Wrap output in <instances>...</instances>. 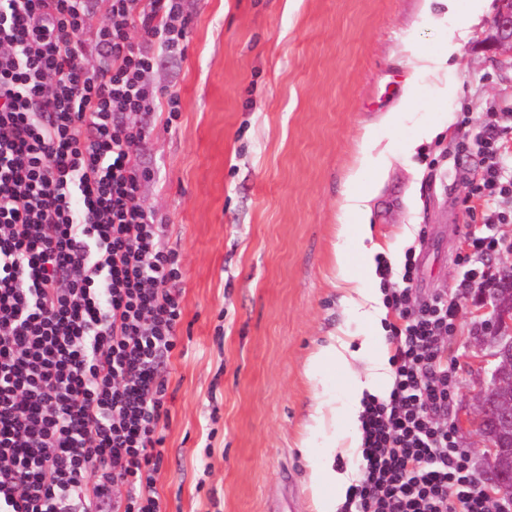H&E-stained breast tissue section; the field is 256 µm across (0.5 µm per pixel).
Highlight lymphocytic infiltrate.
<instances>
[{"instance_id": "f902f5d3", "label": "lymphocytic infiltrate", "mask_w": 512, "mask_h": 512, "mask_svg": "<svg viewBox=\"0 0 512 512\" xmlns=\"http://www.w3.org/2000/svg\"><path fill=\"white\" fill-rule=\"evenodd\" d=\"M187 25L182 0H0V512H164L161 366L178 346L182 255L138 196L149 131L136 117L178 121L179 95L150 76L161 54L184 51ZM478 150L466 265L497 251L483 229L512 191L505 137L487 134ZM376 262L382 281L402 282L383 298L393 384L363 399L347 505L512 512L448 421L457 296L418 295L413 252L399 273Z\"/></svg>"}]
</instances>
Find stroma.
Here are the masks:
<instances>
[{
    "mask_svg": "<svg viewBox=\"0 0 512 512\" xmlns=\"http://www.w3.org/2000/svg\"><path fill=\"white\" fill-rule=\"evenodd\" d=\"M184 53L162 55L151 81L177 91L181 115L151 130L141 200L167 220L183 255L180 345L163 367L170 419L157 491L167 512H315L307 436L315 386L306 364L328 336L362 341L371 322L346 311L334 277L342 182L366 126L405 92L413 50L446 33V0H183ZM494 12L456 37L457 95L431 140L398 142L370 202L384 256L416 252L419 294L458 293L450 338L456 417L489 379L474 362L483 278L512 266V196L492 232L504 246L459 265L461 200L479 136L512 126V50L487 41ZM443 72L418 76L402 132L437 105Z\"/></svg>",
    "mask_w": 512,
    "mask_h": 512,
    "instance_id": "stroma-1",
    "label": "stroma"
}]
</instances>
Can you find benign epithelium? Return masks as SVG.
<instances>
[{"mask_svg":"<svg viewBox=\"0 0 512 512\" xmlns=\"http://www.w3.org/2000/svg\"><path fill=\"white\" fill-rule=\"evenodd\" d=\"M492 30L493 44L512 49V0H501V8L494 18ZM479 292L483 293V298L492 299V305L487 307L492 315L484 321L482 340L496 349L495 366L489 385L478 391L473 410L457 419L455 429L475 439L474 451L489 465L495 484L500 485L503 480L499 474L500 467L495 462L500 442L490 432L489 424L498 422L505 427L512 426V409L497 407L494 403V395L501 391L500 379L503 373L512 369V313L493 299L494 293L491 289L481 288Z\"/></svg>","mask_w":512,"mask_h":512,"instance_id":"benign-epithelium-1","label":"benign epithelium"}]
</instances>
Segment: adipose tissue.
Returning <instances> with one entry per match:
<instances>
[{
	"mask_svg": "<svg viewBox=\"0 0 512 512\" xmlns=\"http://www.w3.org/2000/svg\"><path fill=\"white\" fill-rule=\"evenodd\" d=\"M380 127L369 126L364 130L363 141L366 146H380L376 160L361 156L358 165L346 177L343 184V204L340 208V240L336 248V277L342 284L341 301L351 310L366 309L368 316L381 320L384 315L382 294L373 288L375 277L376 246L371 245L372 230L368 224V201L375 187L376 177L371 171L372 163L386 165L392 147H381ZM359 254V265H352V254ZM370 348L369 340H362L358 349H351L347 340L339 336L329 337L325 344L317 346L308 359L310 379L316 384L327 385L329 376L336 367H350L352 362L361 360ZM365 385L358 377L349 381V398L343 407H336L334 401L315 395L310 419V433L300 448L309 466V484L312 490L316 512H337L342 504V492H345L349 480L347 474L336 471L332 460L320 455V448H336L347 444L349 450H357L360 443L359 413Z\"/></svg>",
	"mask_w": 512,
	"mask_h": 512,
	"instance_id": "ef3b65f1",
	"label": "adipose tissue"
}]
</instances>
